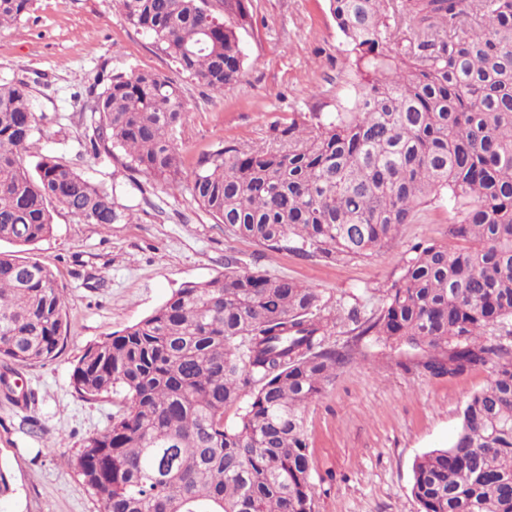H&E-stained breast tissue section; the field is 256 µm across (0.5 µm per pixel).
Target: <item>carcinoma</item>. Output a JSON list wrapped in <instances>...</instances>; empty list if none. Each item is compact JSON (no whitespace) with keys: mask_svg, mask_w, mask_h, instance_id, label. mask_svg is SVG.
<instances>
[{"mask_svg":"<svg viewBox=\"0 0 512 512\" xmlns=\"http://www.w3.org/2000/svg\"><path fill=\"white\" fill-rule=\"evenodd\" d=\"M179 70L221 92L240 82L245 0H114ZM355 53L350 106L316 125L291 122L284 142L205 154L188 190L224 229L269 251L363 257L445 191L458 219L448 242L413 248L379 314L358 335L427 352L433 377L493 363L446 448L418 456L420 512H512V344H487L512 321V0H329ZM33 0H0V27ZM87 111L95 156L182 187L173 132L179 87L149 71L99 81ZM37 126L21 81L0 82V242L33 245L63 211L105 228L123 217L103 186L55 155L30 165ZM186 282L156 312L84 350L74 366L87 400L123 394L105 430L65 461L98 512H315L306 405L352 360L324 345L320 296L286 277L236 270ZM65 292L40 261L0 252V358L16 366L56 355ZM0 391L26 400L7 374ZM248 397L233 426L226 408Z\"/></svg>","mask_w":512,"mask_h":512,"instance_id":"carcinoma-1","label":"carcinoma"}]
</instances>
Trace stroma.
<instances>
[{
  "mask_svg": "<svg viewBox=\"0 0 512 512\" xmlns=\"http://www.w3.org/2000/svg\"><path fill=\"white\" fill-rule=\"evenodd\" d=\"M249 3L252 22L239 33L246 74L221 94L179 73L113 0H34L21 21L0 28V80L26 82L38 116L28 162L62 157L112 191L123 213L104 228L59 213L51 235L29 250L64 288L67 320L53 358L15 370L28 402L0 394V465L12 487L0 497V512H97L67 461L86 437L111 424L122 398L82 399L72 385L78 357L151 315L182 284L223 274L228 256L244 269L315 290L333 319L327 344L355 349L305 411L316 512H419L410 492L416 457L449 444L464 402L490 379L487 365L436 378L420 367L422 351L352 333L351 314L379 312L414 245L447 240L456 214L447 197L421 205L412 223L369 256L325 262L227 235L189 191L174 193L130 172L123 156L85 152L89 115L82 107L99 76L112 72L153 71L179 86L187 114L176 142L188 173L219 143L267 146L292 121L346 106L356 82L354 56L329 0Z\"/></svg>",
  "mask_w": 512,
  "mask_h": 512,
  "instance_id": "35a3bbf8",
  "label": "stroma"
}]
</instances>
